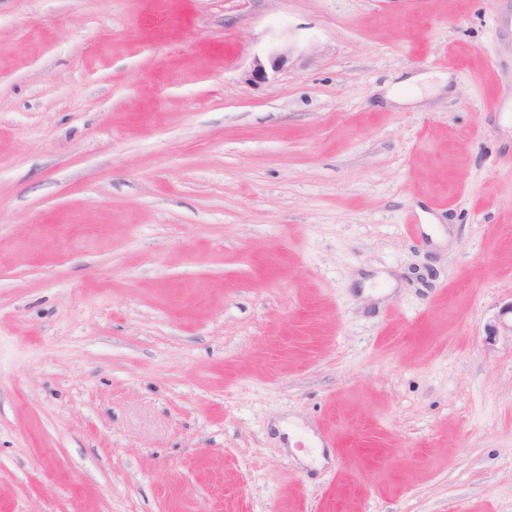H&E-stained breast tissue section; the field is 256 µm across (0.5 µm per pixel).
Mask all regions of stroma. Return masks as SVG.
<instances>
[{"label":"stroma","mask_w":512,"mask_h":512,"mask_svg":"<svg viewBox=\"0 0 512 512\" xmlns=\"http://www.w3.org/2000/svg\"><path fill=\"white\" fill-rule=\"evenodd\" d=\"M510 303L512 0H0V512H512Z\"/></svg>","instance_id":"35a3bbf8"}]
</instances>
